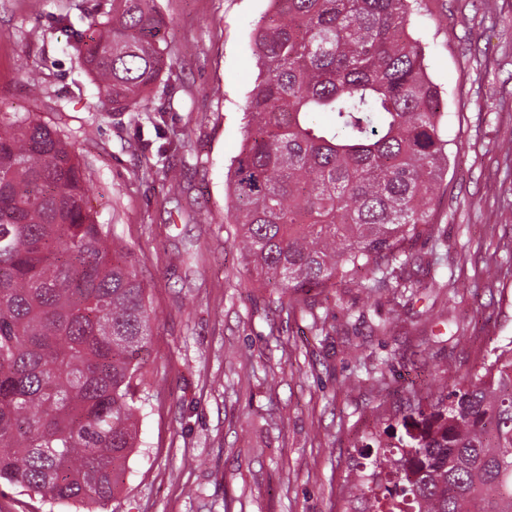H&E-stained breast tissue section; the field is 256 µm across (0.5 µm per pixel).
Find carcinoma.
<instances>
[{
	"label": "carcinoma",
	"instance_id": "cac0c4a2",
	"mask_svg": "<svg viewBox=\"0 0 512 512\" xmlns=\"http://www.w3.org/2000/svg\"><path fill=\"white\" fill-rule=\"evenodd\" d=\"M230 167L235 242L263 288L379 290L433 230L448 171L444 100L409 32L410 0H270ZM78 49L99 99L133 112L167 61L155 0H112ZM325 114L328 122H316ZM156 315L85 174L37 112H0V481L109 501L137 447ZM405 435L374 434L367 512H512V348L448 391L413 390ZM397 451H392L391 447ZM390 476L393 487L382 484Z\"/></svg>",
	"mask_w": 512,
	"mask_h": 512
}]
</instances>
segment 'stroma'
<instances>
[{"label":"stroma","mask_w":512,"mask_h":512,"mask_svg":"<svg viewBox=\"0 0 512 512\" xmlns=\"http://www.w3.org/2000/svg\"><path fill=\"white\" fill-rule=\"evenodd\" d=\"M112 0H0V111L38 112L80 159L97 223L132 256L157 319L120 492L99 512H365L372 434L435 370L512 343V0H418L410 32L446 103L435 233L418 291L251 284L227 174L270 0H157L167 66L137 112L100 103L78 60ZM501 269L483 279L485 266ZM0 512H85L0 484Z\"/></svg>","instance_id":"stroma-1"}]
</instances>
